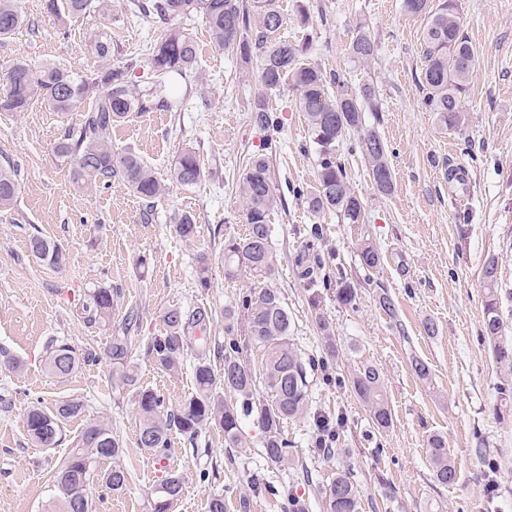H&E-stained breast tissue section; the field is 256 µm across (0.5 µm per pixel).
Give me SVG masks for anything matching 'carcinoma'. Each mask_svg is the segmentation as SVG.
<instances>
[{
	"instance_id": "carcinoma-1",
	"label": "carcinoma",
	"mask_w": 512,
	"mask_h": 512,
	"mask_svg": "<svg viewBox=\"0 0 512 512\" xmlns=\"http://www.w3.org/2000/svg\"><path fill=\"white\" fill-rule=\"evenodd\" d=\"M132 5L144 16L189 18L200 15L205 19L211 41L222 50L239 53L245 61L257 59L261 90L251 110V120L262 129H275L279 118L267 105V97L284 86L298 96L299 108L305 114L309 142L318 154L315 186L306 191L308 208L319 212L335 209L353 224L362 216V204L354 194L337 154L347 134L363 127V113L378 112L379 100L375 87L364 84L357 93L344 89L329 92L327 74L306 61L308 46H299L285 37L273 34L283 25L281 13L274 0H134ZM91 0H46V9L56 16L78 18L87 13ZM410 15H426L427 26L422 36L424 105L435 113L439 124L449 131L462 130L466 121V98L475 67L476 52L462 29L458 0H442L437 8L429 0H403ZM26 22L19 0H0V39H6ZM100 65L89 76L55 66H36L25 59L14 61L0 75V112H23L31 101L42 98L54 111L80 113L78 123L57 141L55 151L69 163L72 180L83 187L107 186L114 179L124 182L130 191L152 207L162 199L170 186L155 175L153 169L130 152L112 149V127L136 111L153 105L169 109L166 100L153 102L150 92L138 91L129 85L128 73L134 63L114 64L110 46L96 44ZM375 53L370 34L360 32L350 45V55L357 61H367ZM151 68L160 74L183 76L197 70L198 50L193 38L183 28L172 26L156 42L149 57ZM91 104H86V101ZM357 147L367 160L376 189L388 193L393 187V174L388 163V147L376 130L369 129L360 137ZM205 177L200 155L191 146L181 149L170 172L171 182L191 186ZM238 188L245 202L246 234L228 236L224 240V274L237 276L243 269L256 278H266L274 270L277 256L269 235L268 218L281 198L273 186L270 164L263 154L251 157L239 178ZM20 192L18 170L7 157L0 163V211L14 206ZM175 233L184 241L195 237L194 219L182 215L173 221ZM29 253L36 260L60 267L66 253L55 243L34 235L29 239ZM360 262L367 270L376 269L381 254L371 245L360 251ZM324 269L321 285L336 288V299L352 306L357 292L343 272L333 269L322 259ZM501 270L496 258L486 261L482 279L485 290L484 318L481 338L491 346L493 356L503 370L500 386L501 400L512 399V344L501 341L503 316L499 288ZM112 289L95 288L88 294L84 312L89 322L107 324L112 319ZM241 316L243 323L235 322ZM224 346L217 348L223 358V372L215 374L207 359L209 343L206 331L213 315L205 308L192 310L172 308L163 315L166 333L153 337L146 353L171 375L181 372L188 335L200 332L202 341L198 362L194 366L195 393L176 409H168L161 395L139 384L133 362V343L130 331L139 325L137 310L128 312L120 331L111 336L108 356L112 361V389L131 391L139 414L138 445L148 450L167 448L174 432L195 439L211 427L224 431L228 448H243L241 421L253 418L263 433L262 448L266 462L274 467L290 460L288 441L283 436L284 423L309 412V375L306 362L291 342L292 318L279 292L274 288H250L240 294L236 309H227ZM244 333L247 342L263 351L261 374L242 359L243 345L237 339ZM95 354H78L63 341L53 342L48 351L46 366L50 374L64 378L81 364L92 362ZM337 382L349 386L366 406L373 426L385 430L392 424V412L385 396L380 372L372 365L355 371ZM234 395L226 401L221 390ZM80 400H67L48 411L39 404L29 407L25 424L31 442L41 448H52L61 439L63 424L70 418L83 415ZM340 442V424L330 418L319 421L315 447L329 451ZM428 455L434 480L452 485L456 469L451 460L448 442L440 435L428 441ZM123 453L112 428L103 419L86 420L75 446L57 466L53 474L51 499L53 512H91L87 488L99 480L112 491H123L130 475L115 464L98 473L102 460H115ZM183 490L178 474L168 475L155 491L153 512H169ZM327 503V512H359L357 491L350 475L336 478L320 489Z\"/></svg>"
}]
</instances>
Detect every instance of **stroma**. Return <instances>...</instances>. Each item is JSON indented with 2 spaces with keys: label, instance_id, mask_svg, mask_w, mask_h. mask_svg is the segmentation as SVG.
<instances>
[{
  "label": "stroma",
  "instance_id": "35a3bbf8",
  "mask_svg": "<svg viewBox=\"0 0 512 512\" xmlns=\"http://www.w3.org/2000/svg\"><path fill=\"white\" fill-rule=\"evenodd\" d=\"M465 32L476 50L468 121L459 132L442 128L423 104L421 43L426 16L408 15L402 0H277L284 18L280 36L308 44L307 58L324 72L338 74L350 91L373 84L380 111L364 115L388 146L394 174L390 193L374 187L368 165L351 133L340 155L348 179L362 202V217L352 224L337 211L311 212L301 192L316 180L318 156L307 125L289 88L269 96L281 119L278 130H263L251 120L260 90L256 64L210 41L202 17L178 19L196 40L199 70L187 76L158 77L147 60L167 25L137 16L129 0H111L112 11L61 20L44 0H20L34 21L0 40V70L16 59L53 63L74 73L93 72L95 45L108 42L112 60L137 59L129 79L140 89L159 88L183 97L181 110L152 108L131 113L112 130V148L132 151L157 177L169 181L175 157L185 146L201 155L207 176L193 186L171 184L170 194L147 208L121 181L87 189L73 184L68 164L55 143L78 113L54 112L42 100L27 111L0 112V158L19 169L20 193L14 207L0 211V512H44L53 467L73 448L86 417L102 416L123 447L118 463L130 474L126 489L110 492L91 484L93 512H152L154 490L172 472L184 477L183 494L171 512H209L215 496L224 512H285L271 487L292 492L305 512H326L319 490L348 471L360 495L361 512H512V409L500 411L502 374L480 339L484 317L482 267L497 258L503 279L512 285V0H460ZM308 23H300V11ZM375 42L373 58L355 61L349 46L358 31ZM267 154L282 205L270 215V234L278 261L270 279L239 272L224 276V240L246 231L244 203L236 182L248 159ZM470 171L467 197H457L444 169L449 161ZM190 214L197 225L192 241L175 236L170 218ZM322 235L312 239L310 229ZM54 240L68 253L53 269L30 256L31 236ZM371 244L382 265L365 270L358 253ZM333 257L357 290V303L345 306L335 290L312 286L300 277L309 251ZM209 264V287L197 277L199 258ZM278 289L294 321L293 341L300 355L326 361L346 374L365 365L382 377L393 411V426L373 429L370 416L348 388L314 376L310 409L342 416L337 453L319 452L310 416L288 421L284 435L295 460L269 466L263 433L252 419L241 423L245 449L226 447L222 431L209 428L196 439L175 433L162 455L140 448L139 415L133 394L115 393L112 363L105 351L114 326L129 308L142 316L134 336L140 384L156 390L168 408L194 391L193 367L199 350L190 342L182 372L162 371L144 351L165 331L164 313L174 307L212 309L213 344L224 342V310L247 289ZM113 295L112 322H87L83 306L93 289ZM389 294L398 314L380 308ZM331 325L335 353L317 327L316 316ZM435 335H427L426 322ZM61 340L77 352L94 351L99 360L59 379L45 367L47 346ZM19 360L9 367L8 358ZM431 372L420 380L413 358ZM81 400L83 415L64 424L52 448L33 446L24 413L33 403L55 409ZM443 435L457 478L442 486L433 479L427 446ZM497 453L499 494L488 498L479 448Z\"/></svg>",
  "mask_w": 512,
  "mask_h": 512
}]
</instances>
